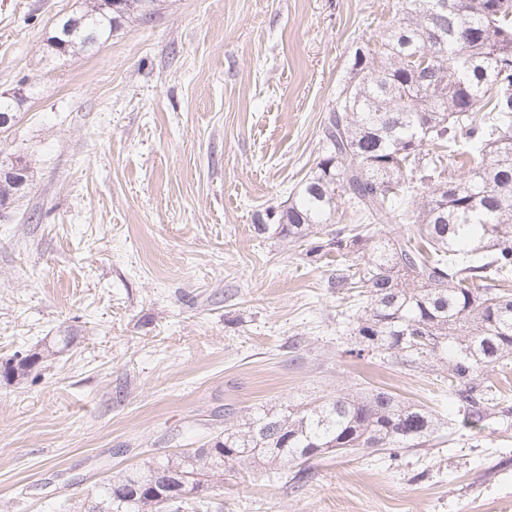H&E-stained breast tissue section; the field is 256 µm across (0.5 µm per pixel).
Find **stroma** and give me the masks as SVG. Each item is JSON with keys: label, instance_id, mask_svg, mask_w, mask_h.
Returning <instances> with one entry per match:
<instances>
[{"label": "stroma", "instance_id": "obj_1", "mask_svg": "<svg viewBox=\"0 0 512 512\" xmlns=\"http://www.w3.org/2000/svg\"><path fill=\"white\" fill-rule=\"evenodd\" d=\"M83 0H0V91L32 95L0 152L30 168L0 211V512H86L104 479L186 453L246 408L391 391L443 441L290 470L226 469L211 512H512V424L456 427L443 379L359 348L326 259L254 218L320 154L357 50L397 0H160L60 59ZM49 355H44L41 353H33L22 356L21 358H17L14 362L6 363L5 367L7 368V373H3V377L7 380H12L15 377H24L28 376L29 373L36 370L40 364L44 363L43 359H46Z\"/></svg>", "mask_w": 512, "mask_h": 512}]
</instances>
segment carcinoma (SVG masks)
I'll return each instance as SVG.
<instances>
[{
	"label": "carcinoma",
	"instance_id": "cac0c4a2",
	"mask_svg": "<svg viewBox=\"0 0 512 512\" xmlns=\"http://www.w3.org/2000/svg\"><path fill=\"white\" fill-rule=\"evenodd\" d=\"M158 0H91L61 19L43 52L66 55L107 40L127 21L147 23ZM441 0H398L374 54L356 53L330 110L318 161L269 207L257 234L336 254L330 287L364 297L348 315L367 351L406 368L442 364L458 425L480 432L512 417V398L491 375L512 357V0H464L465 11L430 12ZM445 42L419 68L416 55ZM441 96H433L434 85ZM465 142L469 175H446L445 151ZM351 223L331 228L339 209ZM416 225L411 237L383 238L374 226ZM27 354L6 364L8 380L44 363ZM440 421L426 408L380 389L328 396L287 412L259 409L224 426L205 448L155 459L110 481L88 512H209L204 478L224 466L291 468L327 453L373 449L391 457L437 445ZM185 473L186 497L167 501L148 484L170 468Z\"/></svg>",
	"mask_w": 512,
	"mask_h": 512
}]
</instances>
